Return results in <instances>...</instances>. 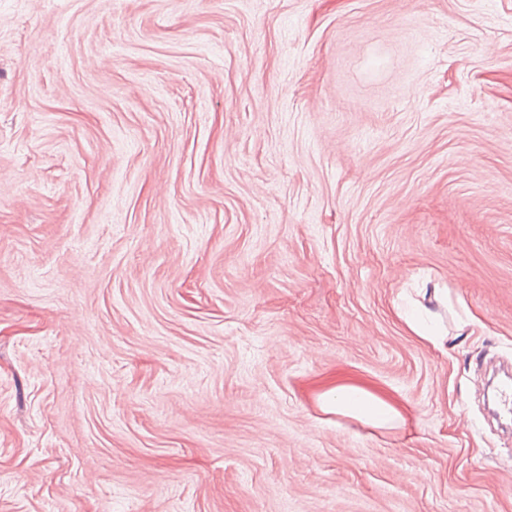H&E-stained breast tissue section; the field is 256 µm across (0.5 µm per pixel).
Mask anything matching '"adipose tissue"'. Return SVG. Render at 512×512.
I'll use <instances>...</instances> for the list:
<instances>
[{"label":"adipose tissue","mask_w":512,"mask_h":512,"mask_svg":"<svg viewBox=\"0 0 512 512\" xmlns=\"http://www.w3.org/2000/svg\"><path fill=\"white\" fill-rule=\"evenodd\" d=\"M323 412L358 419L373 428L385 429L404 422L400 408L359 382H339L318 396Z\"/></svg>","instance_id":"ef3b65f1"}]
</instances>
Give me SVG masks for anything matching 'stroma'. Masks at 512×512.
<instances>
[{
    "label": "stroma",
    "mask_w": 512,
    "mask_h": 512,
    "mask_svg": "<svg viewBox=\"0 0 512 512\" xmlns=\"http://www.w3.org/2000/svg\"><path fill=\"white\" fill-rule=\"evenodd\" d=\"M493 359L512 0H0V512H512ZM398 315L403 318L407 328L416 336H419L420 339L426 341L427 343L431 344L434 348L444 350L448 346V333H438L435 332L425 326H423L418 320H416L413 317H410L408 315H401L398 313ZM325 413L356 418L373 428L385 429L405 421L400 408L360 382H339L318 395Z\"/></svg>",
    "instance_id": "stroma-1"
}]
</instances>
